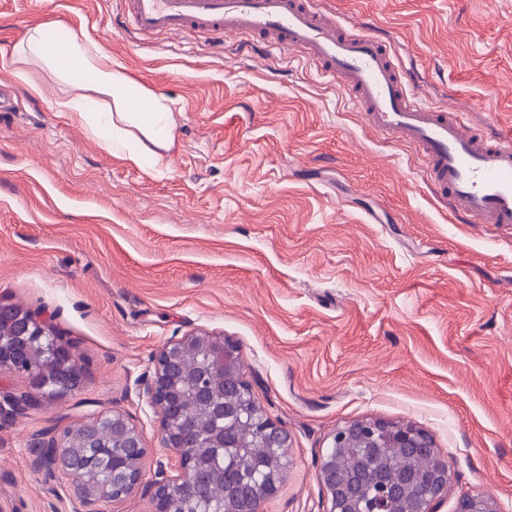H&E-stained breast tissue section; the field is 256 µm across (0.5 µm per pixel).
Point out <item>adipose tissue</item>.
<instances>
[{
  "label": "adipose tissue",
  "instance_id": "ef3b65f1",
  "mask_svg": "<svg viewBox=\"0 0 512 512\" xmlns=\"http://www.w3.org/2000/svg\"><path fill=\"white\" fill-rule=\"evenodd\" d=\"M45 24L30 26L0 67L11 70L30 93L38 84L25 66L34 61L56 79L80 75L77 93L57 101L56 109L78 117L103 147L133 165L161 160L175 139V123L168 100L154 94L114 66L111 56L93 42L77 36L60 44L45 37Z\"/></svg>",
  "mask_w": 512,
  "mask_h": 512
}]
</instances>
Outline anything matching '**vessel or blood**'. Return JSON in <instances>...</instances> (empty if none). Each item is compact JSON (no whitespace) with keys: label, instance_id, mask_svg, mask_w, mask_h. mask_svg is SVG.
Returning <instances> with one entry per match:
<instances>
[{"label":"vessel or blood","instance_id":"obj_1","mask_svg":"<svg viewBox=\"0 0 512 512\" xmlns=\"http://www.w3.org/2000/svg\"><path fill=\"white\" fill-rule=\"evenodd\" d=\"M123 33L242 35L302 53L338 82L386 139L409 144L435 197L470 224L512 226V137H488L456 109L419 102L391 44L368 30L345 32L310 0H120Z\"/></svg>","mask_w":512,"mask_h":512}]
</instances>
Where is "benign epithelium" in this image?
<instances>
[{"label": "benign epithelium", "instance_id": "benign-epithelium-1", "mask_svg": "<svg viewBox=\"0 0 512 512\" xmlns=\"http://www.w3.org/2000/svg\"><path fill=\"white\" fill-rule=\"evenodd\" d=\"M0 322L17 324L20 335L29 336L38 342L44 356L43 363L26 375L31 391L10 398L15 409L22 410L44 400H55L61 394L74 392L85 384L82 363L75 349L57 338L46 339L48 333L53 331L50 322L38 319L23 307L3 301H0ZM194 339L195 336L191 335L163 345L156 355L153 375L142 388V396L158 414L162 443L172 452L170 470L159 471L158 476L150 483L152 512H174L172 503L176 498L175 492L189 491L201 498L209 486L208 476L197 467L190 452L192 448L203 447V441L199 437H188L179 396L173 386L177 374L174 355ZM208 341L221 346L222 362L235 363L226 381L239 393L250 388L239 348L221 338L210 337ZM15 355L13 342H6L0 336L1 375L17 374L13 365ZM250 414L265 447L273 450V456L289 459L288 433L267 415L256 400L250 405ZM86 427L95 433L107 431L111 438L108 447L124 448L127 453L135 456L136 464L124 471L119 467H112L109 458L103 461V466L111 468L116 482L123 485L121 496L109 497L90 491L82 468L71 456L65 442L71 431L69 427L60 435L43 433L46 445L53 448V452L35 457L33 463L47 478H63L68 482L73 512H101L98 508L100 503L123 500L139 489L144 479L143 460L146 448L139 430L122 415L100 411L88 419ZM329 447L333 448V452L322 456L318 470V479L326 490L330 503L328 512H436L435 505L443 499L448 488L447 459L438 451L433 438L414 425H397L380 419L354 420L336 428L330 436ZM353 447L361 448L364 454L372 456L379 454L384 448H401L414 455L429 458L430 464L422 481L425 492L413 495V509L397 507L405 490L403 485L386 489L366 511L358 507L352 490L336 482L339 461L334 449ZM283 485L284 478L275 476L247 490L246 496L251 502L249 512H263L262 505L276 497ZM456 512H497V508L482 496H463Z\"/></svg>", "mask_w": 512, "mask_h": 512}]
</instances>
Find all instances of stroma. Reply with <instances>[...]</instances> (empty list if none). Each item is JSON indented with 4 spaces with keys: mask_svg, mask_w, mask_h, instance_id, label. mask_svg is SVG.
I'll return each mask as SVG.
<instances>
[{
    "mask_svg": "<svg viewBox=\"0 0 512 512\" xmlns=\"http://www.w3.org/2000/svg\"><path fill=\"white\" fill-rule=\"evenodd\" d=\"M345 28L388 33L426 102L512 137V0H322ZM117 0H0V58L55 20L173 103L160 163L106 151L56 102L75 85L32 63L41 94L0 85V300L50 319L84 388L12 409L0 376V512H72L28 443L111 411L141 432L147 479L168 467L140 394L167 342L237 344L247 380L290 438L265 512H327L329 437L365 418L428 431L448 461L438 512L462 494L512 512V227L463 224L408 145L366 124L295 53L200 33L131 41Z\"/></svg>",
    "mask_w": 512,
    "mask_h": 512,
    "instance_id": "35a3bbf8",
    "label": "stroma"
}]
</instances>
